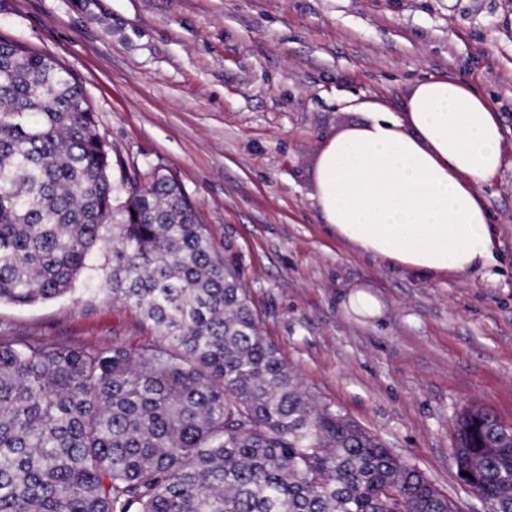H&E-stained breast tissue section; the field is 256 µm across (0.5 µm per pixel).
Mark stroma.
Returning a JSON list of instances; mask_svg holds the SVG:
<instances>
[{"mask_svg":"<svg viewBox=\"0 0 512 512\" xmlns=\"http://www.w3.org/2000/svg\"><path fill=\"white\" fill-rule=\"evenodd\" d=\"M0 37L48 53L84 87L114 184L157 171L233 256L264 336L304 389L425 472L458 512H489L453 460L459 414L512 424V0H0ZM451 77L496 107L503 164L478 192L496 263L428 278L323 223L327 141L418 82ZM107 250L72 293L0 305V327L75 345L152 330L107 291ZM379 303L358 313L349 295Z\"/></svg>","mask_w":512,"mask_h":512,"instance_id":"1","label":"stroma"}]
</instances>
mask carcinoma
Here are the masks:
<instances>
[{"mask_svg": "<svg viewBox=\"0 0 512 512\" xmlns=\"http://www.w3.org/2000/svg\"><path fill=\"white\" fill-rule=\"evenodd\" d=\"M82 85L0 39V303L72 291L97 247L154 336L74 346L0 330V512H455L419 468L305 391L182 186L124 194ZM461 480L512 512V426L472 407Z\"/></svg>", "mask_w": 512, "mask_h": 512, "instance_id": "1", "label": "carcinoma"}]
</instances>
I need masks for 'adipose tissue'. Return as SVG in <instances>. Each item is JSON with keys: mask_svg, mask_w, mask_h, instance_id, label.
<instances>
[{"mask_svg": "<svg viewBox=\"0 0 512 512\" xmlns=\"http://www.w3.org/2000/svg\"><path fill=\"white\" fill-rule=\"evenodd\" d=\"M502 141L496 110L476 89L427 78L405 117L374 112L328 140L318 209L362 253L420 275L487 266L492 228L477 187L498 173Z\"/></svg>", "mask_w": 512, "mask_h": 512, "instance_id": "obj_1", "label": "adipose tissue"}]
</instances>
